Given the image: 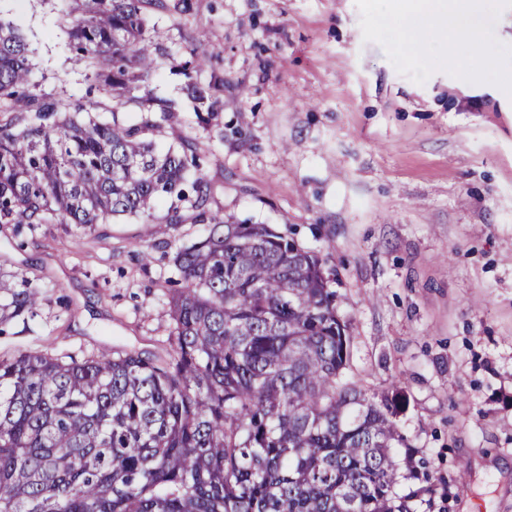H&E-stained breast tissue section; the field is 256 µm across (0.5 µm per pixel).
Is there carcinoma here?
Masks as SVG:
<instances>
[{"label":"carcinoma","instance_id":"obj_1","mask_svg":"<svg viewBox=\"0 0 512 512\" xmlns=\"http://www.w3.org/2000/svg\"><path fill=\"white\" fill-rule=\"evenodd\" d=\"M149 0H80L75 62L118 96L163 54L145 34ZM207 55L172 59L199 104ZM28 45L0 22V223L104 224L144 218L166 234L184 216L187 154L155 151L158 123L102 120L29 91ZM207 233L177 248L183 288L169 301L170 351L0 356V512H415L429 492L401 490L427 462L410 444L397 398L346 375L350 323L315 253L267 224L206 210ZM39 289L0 278V325L33 314Z\"/></svg>","mask_w":512,"mask_h":512}]
</instances>
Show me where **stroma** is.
Segmentation results:
<instances>
[{
    "instance_id": "stroma-1",
    "label": "stroma",
    "mask_w": 512,
    "mask_h": 512,
    "mask_svg": "<svg viewBox=\"0 0 512 512\" xmlns=\"http://www.w3.org/2000/svg\"><path fill=\"white\" fill-rule=\"evenodd\" d=\"M0 16L30 44L33 93L140 122L139 102L114 106L75 64L72 0H0ZM144 17L164 54L140 95L176 107L152 114L157 149L190 145L211 212L293 232L335 270L349 376L398 394L399 427L430 462L416 512H512V97L400 74L355 0H161ZM196 46L200 82L219 87L207 128L170 70ZM202 233L187 219L157 236L126 215L0 224V275L41 290L36 315L0 326V355L165 354L170 259Z\"/></svg>"
}]
</instances>
